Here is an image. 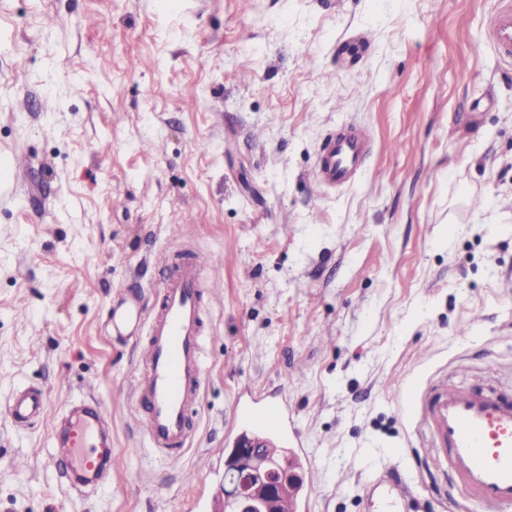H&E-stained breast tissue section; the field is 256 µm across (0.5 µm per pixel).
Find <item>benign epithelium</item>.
<instances>
[{"label":"benign epithelium","instance_id":"obj_1","mask_svg":"<svg viewBox=\"0 0 512 512\" xmlns=\"http://www.w3.org/2000/svg\"><path fill=\"white\" fill-rule=\"evenodd\" d=\"M226 468L237 478V489L227 499L230 512H263L262 494L276 492L287 477H299L296 472L285 471L280 463L256 456L250 447L240 448L228 457Z\"/></svg>","mask_w":512,"mask_h":512}]
</instances>
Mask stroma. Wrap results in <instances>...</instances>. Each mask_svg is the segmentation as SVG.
I'll return each mask as SVG.
<instances>
[{"label":"stroma","instance_id":"stroma-1","mask_svg":"<svg viewBox=\"0 0 512 512\" xmlns=\"http://www.w3.org/2000/svg\"><path fill=\"white\" fill-rule=\"evenodd\" d=\"M505 4L0 0V512H208L245 390L286 397L319 476L307 512H384L367 493L389 468L397 512H479L409 393L512 385ZM350 128L361 170L318 183ZM159 249L224 257L202 272L223 301L174 461L136 411L148 328L112 327L159 305ZM23 390L44 411L19 423ZM90 399L121 464L82 488L51 427ZM491 39L498 51L512 55V8L499 10L490 22ZM367 144L366 135L357 130L328 138L319 159V180L330 186L346 185L360 168Z\"/></svg>","mask_w":512,"mask_h":512}]
</instances>
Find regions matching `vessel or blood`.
Wrapping results in <instances>:
<instances>
[{
    "mask_svg": "<svg viewBox=\"0 0 512 512\" xmlns=\"http://www.w3.org/2000/svg\"><path fill=\"white\" fill-rule=\"evenodd\" d=\"M490 30L498 51L512 55V8L499 10ZM367 144L366 135L357 130L328 138L319 159V180L330 186L347 184L360 168ZM200 271V262L183 264L164 284L135 381L136 396L147 412L148 445L171 459L187 440L186 415L204 381V316L212 293L204 289ZM42 408L41 393L25 391L15 397L10 411L23 422ZM104 414L99 404H88L69 421L53 457L71 474L92 477L116 462L111 438L99 431ZM420 424L446 459L449 485L460 488L480 512H512V389L440 384L423 395ZM233 427L239 439L283 447L288 406L276 395L238 404Z\"/></svg>",
    "mask_w": 512,
    "mask_h": 512,
    "instance_id": "obj_1",
    "label": "vessel or blood"
}]
</instances>
